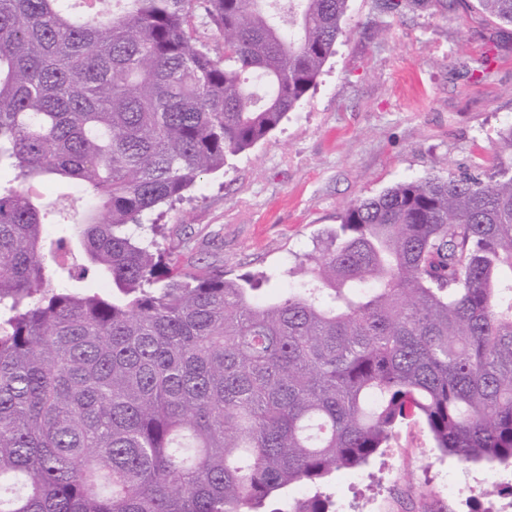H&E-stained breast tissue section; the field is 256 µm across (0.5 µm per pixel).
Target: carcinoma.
<instances>
[{"label": "carcinoma", "instance_id": "obj_1", "mask_svg": "<svg viewBox=\"0 0 512 512\" xmlns=\"http://www.w3.org/2000/svg\"><path fill=\"white\" fill-rule=\"evenodd\" d=\"M68 2L0 0V512H263L414 416L512 463V157L350 205L261 298L145 221L297 108L348 0ZM48 180L84 192L72 236Z\"/></svg>", "mask_w": 512, "mask_h": 512}]
</instances>
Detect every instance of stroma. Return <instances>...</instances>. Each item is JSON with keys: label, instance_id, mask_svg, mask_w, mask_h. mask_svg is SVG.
Here are the masks:
<instances>
[{"label": "stroma", "instance_id": "obj_1", "mask_svg": "<svg viewBox=\"0 0 512 512\" xmlns=\"http://www.w3.org/2000/svg\"><path fill=\"white\" fill-rule=\"evenodd\" d=\"M512 26L477 0H410L386 14L348 0L344 34L294 112L251 149L225 157L187 202L166 209L162 248L191 267L261 277L274 293L295 257L351 204L397 183L462 170L487 178L512 156ZM512 467L443 455L425 423L398 425L368 464L292 486L267 512L314 495L332 512H503Z\"/></svg>", "mask_w": 512, "mask_h": 512}]
</instances>
